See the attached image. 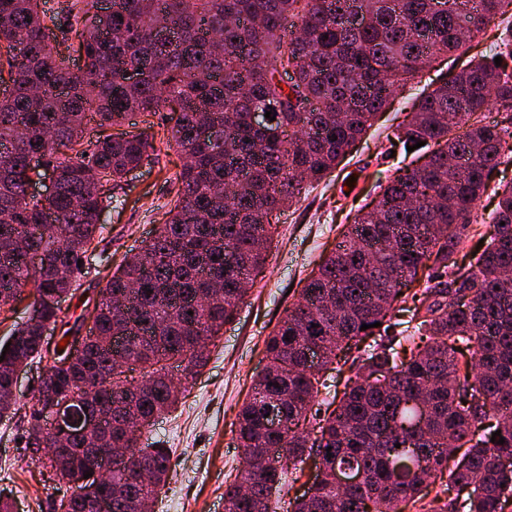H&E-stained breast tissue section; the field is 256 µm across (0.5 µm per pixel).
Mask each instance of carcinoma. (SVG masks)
Wrapping results in <instances>:
<instances>
[{"label":"carcinoma","mask_w":512,"mask_h":512,"mask_svg":"<svg viewBox=\"0 0 512 512\" xmlns=\"http://www.w3.org/2000/svg\"><path fill=\"white\" fill-rule=\"evenodd\" d=\"M95 4L71 0L54 22L78 41L83 64L73 70L46 36L40 0H0V313L14 296L30 299L18 344L0 362V391L14 364L50 358L45 392L84 388L109 414L112 447L130 449L112 479L78 485L66 512H91L102 491L112 492V512H139L150 493L140 473L162 491L171 453L140 446L139 433L184 394L171 368L198 373L199 339L217 337L245 301L273 216L336 169L407 81L465 47L512 0H111L110 35ZM161 22L176 39L153 34ZM492 99L501 116L490 122ZM256 111L276 120L257 128ZM161 112L166 145L187 158L169 218L100 289L85 351L61 369L66 353L40 340L43 324L57 322L48 299L77 289L78 260L112 203L99 184L114 190L152 163ZM134 115L141 128L112 132ZM506 135L505 60L464 61L415 98L398 139L427 151L358 210L265 342L266 365L238 414L243 470L224 481V512H275L288 475L316 456L322 479L292 498V512H504L512 185L491 181ZM33 154L56 182L44 202L26 195ZM489 189L498 196L494 233L465 267L458 253ZM117 333L130 336L129 369L152 378L150 390L114 371ZM333 371L348 372L340 392ZM418 393L425 411L413 403ZM276 417L278 431L268 426ZM496 431L504 443L491 441ZM70 447L50 467L89 472L93 450L81 438ZM347 472L363 484L338 485Z\"/></svg>","instance_id":"obj_1"}]
</instances>
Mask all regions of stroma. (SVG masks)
<instances>
[{"label":"stroma","instance_id":"35a3bbf8","mask_svg":"<svg viewBox=\"0 0 512 512\" xmlns=\"http://www.w3.org/2000/svg\"><path fill=\"white\" fill-rule=\"evenodd\" d=\"M440 56L425 68L327 178L307 185L299 201L279 216L278 230L243 305L206 347L207 363L193 378L174 371L186 392L177 409L144 432L141 441L171 448V473L154 512H224V482L242 469L233 430L242 403L265 365L264 342L297 299L304 280L327 255L356 209L377 196V185L409 163L397 129L408 120L411 99L448 71ZM179 152L162 147L154 163L130 174L104 212L94 247L83 260L82 286L62 302L61 317L89 329L87 313L123 257L136 252L165 224L171 208L169 180L180 171ZM40 364L24 368L14 414L0 418V496L19 512H52L56 499L48 461L32 458L22 443L33 411Z\"/></svg>","mask_w":512,"mask_h":512}]
</instances>
